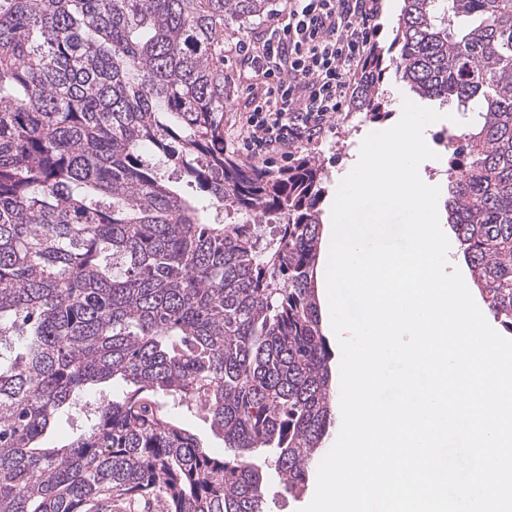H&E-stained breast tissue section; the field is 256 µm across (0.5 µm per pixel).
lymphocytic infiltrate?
<instances>
[{"label":"lymphocytic infiltrate","mask_w":512,"mask_h":512,"mask_svg":"<svg viewBox=\"0 0 512 512\" xmlns=\"http://www.w3.org/2000/svg\"><path fill=\"white\" fill-rule=\"evenodd\" d=\"M378 0H284L236 42L243 102L229 136L248 159L287 158L330 131L363 67Z\"/></svg>","instance_id":"obj_1"}]
</instances>
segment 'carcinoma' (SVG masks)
<instances>
[{
  "instance_id": "cac0c4a2",
  "label": "carcinoma",
  "mask_w": 512,
  "mask_h": 512,
  "mask_svg": "<svg viewBox=\"0 0 512 512\" xmlns=\"http://www.w3.org/2000/svg\"><path fill=\"white\" fill-rule=\"evenodd\" d=\"M271 6L0 0V512H268L261 452L283 494L307 486L335 424L326 176L224 152V21ZM393 45L351 107L386 120L392 69L470 113L444 209L512 333V0H404ZM177 411L180 420L184 423V425L187 428L191 429L194 433L198 434V436L201 439H203L205 443L209 444L212 447H216L214 449L224 451L222 441L213 436L209 424L205 423L197 415L187 411L184 408H178Z\"/></svg>"
}]
</instances>
